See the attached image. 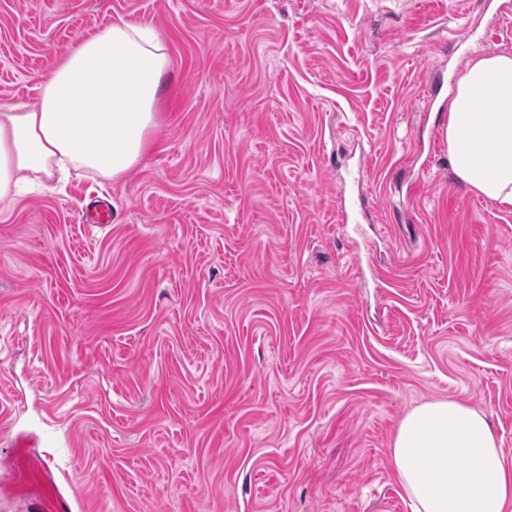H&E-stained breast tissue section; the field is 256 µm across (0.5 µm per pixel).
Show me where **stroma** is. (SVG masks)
<instances>
[{
  "mask_svg": "<svg viewBox=\"0 0 512 512\" xmlns=\"http://www.w3.org/2000/svg\"><path fill=\"white\" fill-rule=\"evenodd\" d=\"M121 19L169 59L146 158L0 202V512H412L435 400L512 458V208L431 133L512 0H0V106ZM376 203L373 200L372 205L359 196L358 203L345 196L340 197L338 202V222L341 224L354 223L359 224L366 217L368 208H375ZM82 222L94 228L107 227V224L112 222V204L108 200L98 201L97 204L87 208Z\"/></svg>",
  "mask_w": 512,
  "mask_h": 512,
  "instance_id": "1",
  "label": "stroma"
}]
</instances>
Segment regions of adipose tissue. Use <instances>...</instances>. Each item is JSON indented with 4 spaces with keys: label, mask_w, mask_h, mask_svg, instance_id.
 <instances>
[{
    "label": "adipose tissue",
    "mask_w": 512,
    "mask_h": 512,
    "mask_svg": "<svg viewBox=\"0 0 512 512\" xmlns=\"http://www.w3.org/2000/svg\"><path fill=\"white\" fill-rule=\"evenodd\" d=\"M168 58L119 21L80 40L44 78L37 106L0 112V201L82 171L115 180L141 161ZM448 161L469 190L512 207V54L472 59L449 91ZM391 462L412 512H512V461L485 416L448 399L400 421Z\"/></svg>",
    "instance_id": "adipose-tissue-1"
}]
</instances>
